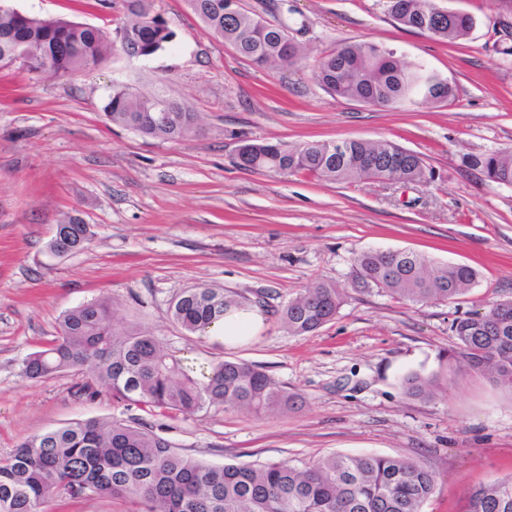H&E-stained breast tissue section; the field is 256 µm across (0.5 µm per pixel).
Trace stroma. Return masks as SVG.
<instances>
[{"instance_id": "stroma-1", "label": "stroma", "mask_w": 512, "mask_h": 512, "mask_svg": "<svg viewBox=\"0 0 512 512\" xmlns=\"http://www.w3.org/2000/svg\"><path fill=\"white\" fill-rule=\"evenodd\" d=\"M116 35L120 5L103 0H9ZM471 15L469 35L442 42L407 31L387 0H240L285 25L302 52L260 68L205 33L187 0H154L175 37L153 56L114 52L98 65L36 78L0 64V457L76 420L123 419L212 465H301L323 456L417 460L433 474L424 512H460L475 485L512 477V391L457 357L452 321L512 300V186L487 180L471 157L512 150V0H434ZM340 41H373L405 65L447 78L454 100L397 109L339 99L314 79ZM163 89L200 116V135L174 142L112 124L114 85ZM387 139L419 154L424 181L344 185L237 166L246 140ZM79 217L88 247L51 256L56 225ZM412 250L479 272L458 300L405 303L352 287L355 257ZM344 292L336 317L294 336L281 311L304 288ZM206 286L254 300L247 335H192L171 300ZM106 299L123 326L152 332L194 371L225 360L260 366L296 407L254 413L212 407L175 419L89 397V369L21 375L27 354L58 336L64 311ZM412 372L440 373L436 396L402 390Z\"/></svg>"}]
</instances>
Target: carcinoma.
<instances>
[{"label":"carcinoma","instance_id":"carcinoma-1","mask_svg":"<svg viewBox=\"0 0 512 512\" xmlns=\"http://www.w3.org/2000/svg\"><path fill=\"white\" fill-rule=\"evenodd\" d=\"M122 7L120 32L144 53H157L173 37L153 11V0ZM206 33L224 39L259 67L291 65L301 53L284 25L255 13L229 14L225 0H187ZM391 16L405 29L453 42L469 34L472 16L456 12L435 18L433 0H388ZM19 43L33 47L28 69L61 76L95 65L114 44L99 28L63 18H35L0 12V63H8ZM315 80L336 98L364 99L378 106L442 104L453 97L448 80L423 64L404 66L374 42L339 43L322 56ZM112 124L144 136L177 141L200 133L199 115L188 103L157 90L149 95L127 85L112 87L103 106ZM238 166L278 174L306 173L336 183L362 180L420 182L426 167L420 156L387 140H315L297 145L246 140ZM471 166L486 178L512 185V151L474 156ZM91 225L70 218L47 244L57 257L89 244ZM478 272L462 264H437L410 250H372L355 259L353 287L385 291L409 303L455 300L475 283ZM343 302L335 284L317 282L288 301L282 321L288 333H312L330 322ZM249 311L247 298L208 287L182 291L171 303V317L185 332L203 335L226 317ZM459 356L467 366L512 391V300L494 301L456 318L451 325ZM89 366L95 384L80 392L90 397L102 385L118 403L172 418L211 406L253 412L294 403L265 371L226 360L208 376H191L160 339L148 331L115 324L112 304L84 303L64 312L59 336L27 355L21 374L45 379ZM437 377L411 373L406 396L430 400ZM434 491L431 472L420 462L379 455L332 454L302 468L287 462L210 465L172 451L165 437L125 420H82L21 443L0 458V512H48L50 499L121 496L136 512H423ZM466 512H512V478L481 484L467 494Z\"/></svg>","mask_w":512,"mask_h":512}]
</instances>
